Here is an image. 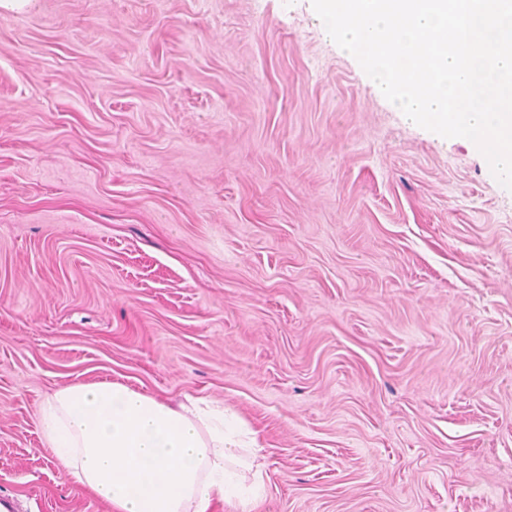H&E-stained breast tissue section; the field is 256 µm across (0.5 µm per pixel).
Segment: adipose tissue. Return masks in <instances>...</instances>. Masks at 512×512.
<instances>
[{
  "label": "adipose tissue",
  "instance_id": "adipose-tissue-1",
  "mask_svg": "<svg viewBox=\"0 0 512 512\" xmlns=\"http://www.w3.org/2000/svg\"><path fill=\"white\" fill-rule=\"evenodd\" d=\"M43 440L110 512H255L258 434L224 404H172L117 381L74 384L39 409Z\"/></svg>",
  "mask_w": 512,
  "mask_h": 512
}]
</instances>
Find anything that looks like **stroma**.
<instances>
[{
  "instance_id": "35a3bbf8",
  "label": "stroma",
  "mask_w": 512,
  "mask_h": 512,
  "mask_svg": "<svg viewBox=\"0 0 512 512\" xmlns=\"http://www.w3.org/2000/svg\"><path fill=\"white\" fill-rule=\"evenodd\" d=\"M224 403L259 512H512V191L311 0L0 5V495L107 512L41 402Z\"/></svg>"
}]
</instances>
